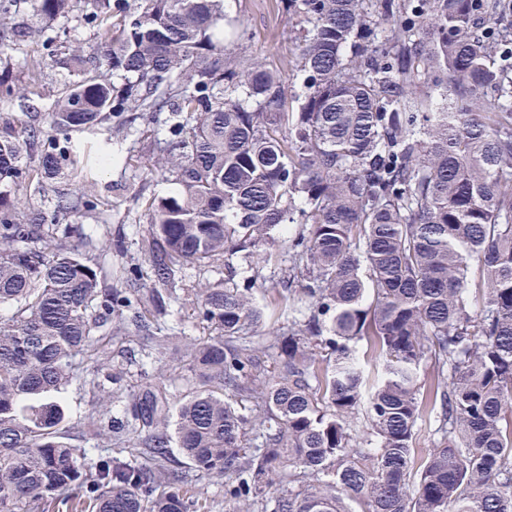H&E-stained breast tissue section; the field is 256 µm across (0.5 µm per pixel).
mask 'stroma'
Masks as SVG:
<instances>
[{"label":"stroma","mask_w":512,"mask_h":512,"mask_svg":"<svg viewBox=\"0 0 512 512\" xmlns=\"http://www.w3.org/2000/svg\"><path fill=\"white\" fill-rule=\"evenodd\" d=\"M226 14L234 20L238 38L232 46L234 53L262 62L267 67L283 70L299 52L300 25L288 13L283 0H224ZM44 65L47 91L55 92L68 83L67 71L53 66L46 56L41 41H33L27 54L11 53V70L16 80H24L27 61ZM166 113L160 112L137 119L128 137H114L113 151L119 152L118 164L104 168L96 164L95 157L103 142L102 137L83 131L69 134L70 152L65 167L49 186L47 192L32 194L27 199L30 211L52 215L57 195L73 194L79 180L94 183L99 198L95 218L79 219L80 236L97 239L99 252L92 260L101 270L106 287L123 288L130 267L142 271V288L153 287L149 263L144 256L149 224L147 206L154 196L164 194L168 185L160 174H148L149 148L165 128ZM287 254L282 244L258 247L252 254H236L230 263L240 275L252 276L256 284L252 298L257 306L267 308L268 316L249 326L245 334L254 343L257 355L266 365H274L275 358L269 348L277 333L288 328V275L272 270L265 262L266 252ZM98 348L104 353L100 368L86 361L78 362L79 379L65 394V431L70 445L87 447V424L97 411L99 398H109L104 421L123 417L129 394L147 378L157 377L159 366L150 362L134 337L110 338L97 331ZM95 378V386H88L87 378Z\"/></svg>","instance_id":"35a3bbf8"}]
</instances>
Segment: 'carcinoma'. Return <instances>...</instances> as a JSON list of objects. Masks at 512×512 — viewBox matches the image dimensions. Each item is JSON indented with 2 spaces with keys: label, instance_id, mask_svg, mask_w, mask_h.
Returning <instances> with one entry per match:
<instances>
[{
  "label": "carcinoma",
  "instance_id": "carcinoma-1",
  "mask_svg": "<svg viewBox=\"0 0 512 512\" xmlns=\"http://www.w3.org/2000/svg\"><path fill=\"white\" fill-rule=\"evenodd\" d=\"M73 2L0 0V46L53 45ZM24 4L38 26L16 21ZM288 8L308 24L289 74L232 55L224 0H84L95 44L56 60L76 79L47 105L40 66L19 86L0 60V107L44 108L52 131L0 123V305L13 310L0 321V512H190L210 474L244 512H512V0ZM157 112L173 185L148 209L159 287L107 288L88 260L98 244L58 223L90 216L93 186L33 217L24 160L39 148L45 192L60 137ZM279 236L304 285L271 371L242 334L263 312L230 257ZM219 257L224 282L195 294L217 335L187 346L189 374L128 396L130 418L111 425L128 455L62 441L75 360L99 353L107 326L93 312L161 362L182 267ZM364 337L384 360L369 389L352 346Z\"/></svg>",
  "mask_w": 512,
  "mask_h": 512
}]
</instances>
